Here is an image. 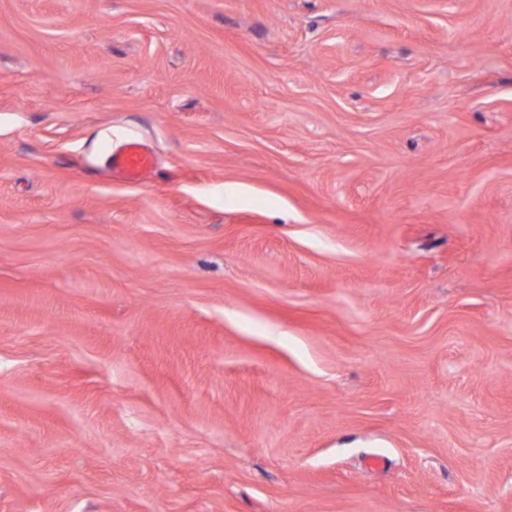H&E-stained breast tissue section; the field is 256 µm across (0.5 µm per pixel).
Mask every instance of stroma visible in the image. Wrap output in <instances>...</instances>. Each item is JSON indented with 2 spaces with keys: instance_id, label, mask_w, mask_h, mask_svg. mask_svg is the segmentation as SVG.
Listing matches in <instances>:
<instances>
[{
  "instance_id": "1",
  "label": "stroma",
  "mask_w": 512,
  "mask_h": 512,
  "mask_svg": "<svg viewBox=\"0 0 512 512\" xmlns=\"http://www.w3.org/2000/svg\"><path fill=\"white\" fill-rule=\"evenodd\" d=\"M0 512H512V0H0ZM112 172L127 182H137L154 167L147 147L136 138L128 139L123 147L110 154Z\"/></svg>"
}]
</instances>
